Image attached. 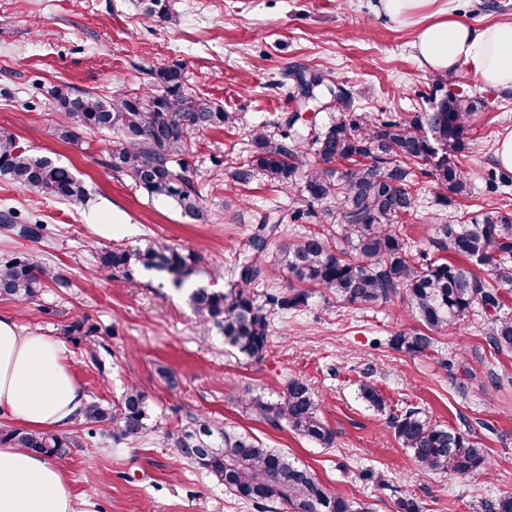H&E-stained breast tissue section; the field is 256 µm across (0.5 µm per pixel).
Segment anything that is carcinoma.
Listing matches in <instances>:
<instances>
[{
    "label": "carcinoma",
    "mask_w": 512,
    "mask_h": 512,
    "mask_svg": "<svg viewBox=\"0 0 512 512\" xmlns=\"http://www.w3.org/2000/svg\"><path fill=\"white\" fill-rule=\"evenodd\" d=\"M141 15L176 26L179 15L170 0H137ZM161 83L160 93L144 99L132 90L110 97L66 86L55 88L64 119L59 138L77 143L87 132L115 136L108 148V165L149 196L173 200L182 213L200 214L202 195L187 175L183 155L189 134L221 128L235 116L185 87L178 67L149 70ZM301 95L314 84L313 100L336 101V114L323 127L305 124L293 114L270 134L259 127L252 134L246 162L231 173L239 184L260 175L286 186L302 175L303 185L291 221L316 216L314 206L330 199L340 205L346 245L333 246L319 234H303L280 248V264L288 271V287L260 297L253 291L272 277L260 257L271 246L277 224H260L250 240L252 256L237 263L224 290L199 286L190 294L198 323L216 331L224 345L241 356L259 361L267 350L271 316L309 305L320 289L349 307H371L399 300L421 327L403 329L388 339L389 348L410 356L434 347L436 332H453L464 325L475 304L493 311L487 318L485 340L496 356L512 354V314L504 311L501 289L512 288V212L481 209L469 217L453 215L439 224L430 247L422 249L393 233L392 224L413 212L414 181L418 175L436 182L435 202L448 205V196L469 195L468 173L451 158L466 149V132L480 101L432 78L423 99L430 111L406 120L398 116L372 118L351 111V96L338 84L317 74H297ZM315 160H308V151ZM347 162L340 171L336 163ZM0 176L27 191L80 205L88 191L71 170L20 145L16 135L0 129ZM0 227L29 239L44 238L46 225L20 224L14 212L0 214ZM486 260L489 278L478 276L458 259ZM99 264L113 281L123 283L142 270L166 273L183 285L195 272L199 257L153 240L140 246L117 244L98 254ZM69 285L63 274L27 254L0 261V297L28 302L47 284ZM358 398L383 413L389 401L377 383L360 381ZM246 409L279 428L286 424L296 434L332 448L336 432L324 420V400L309 384L291 377L274 399L247 392ZM148 395L129 386L112 403L90 401L79 419L88 434L107 435L116 443L137 440L150 431ZM387 425L398 443L422 469L435 472L448 466L469 477L490 471V458L481 439L468 432L434 424L415 406L389 413ZM175 453L224 485V490L255 506L281 503L292 512H369L323 484L295 458L248 433L208 417L167 432ZM0 444L26 448L47 457H62L73 445L65 435L24 428L0 427ZM476 512H512V494L485 498Z\"/></svg>",
    "instance_id": "1"
}]
</instances>
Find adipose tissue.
Masks as SVG:
<instances>
[{
	"mask_svg": "<svg viewBox=\"0 0 512 512\" xmlns=\"http://www.w3.org/2000/svg\"><path fill=\"white\" fill-rule=\"evenodd\" d=\"M383 13L408 24L430 12L415 32L413 48L426 72L444 76L471 66L486 86L512 88V21L481 27L458 18L435 0H380ZM87 401L59 342L23 332L0 315V414L33 430L72 425ZM0 512H95L78 502L59 466L26 448L0 446Z\"/></svg>",
	"mask_w": 512,
	"mask_h": 512,
	"instance_id": "1",
	"label": "adipose tissue"
}]
</instances>
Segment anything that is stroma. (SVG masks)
Returning <instances> with one entry per match:
<instances>
[{"instance_id":"35a3bbf8","label":"stroma","mask_w":512,"mask_h":512,"mask_svg":"<svg viewBox=\"0 0 512 512\" xmlns=\"http://www.w3.org/2000/svg\"><path fill=\"white\" fill-rule=\"evenodd\" d=\"M180 16L170 27L145 21L136 0H0V127L33 152L69 167L86 185L89 199L74 207L33 195L0 177V213L13 210L24 222L51 230L41 241L0 229V256L35 253L69 281L48 285L32 301L0 299V314L28 331L59 341L68 365L88 399L113 402L129 385L150 398L151 432L121 444L88 438L80 425L66 433L74 448L58 465L78 499L96 512H288L273 503H240L222 484L178 461L167 430L205 413L257 436L267 447L299 459L327 486L370 512H398L413 498L424 512H474L477 501L512 492V385L493 391L488 372L512 374V355L491 356L481 335L485 313L475 305L464 326L441 333L426 354L408 356L386 341L414 326L407 307L394 301L371 309H349L335 298L314 295L308 307L271 321L262 360L251 361L204 334L185 288L154 272L132 282H112L97 262L98 249L143 240L186 248L200 257L192 286L226 284L236 260L248 253L256 224H284L298 196L255 177L247 185L231 174L249 155L250 132L302 109L295 67L344 85L356 111L422 112L427 88L412 47L413 28L378 9V0H171ZM458 17L481 26L512 20V0H452ZM181 68L190 91L237 121L193 133L184 156L188 174L202 192V213L190 219L173 201L147 195L105 166L102 135L79 144L57 139L61 120L51 88L71 85L111 95L130 88L157 91L146 70ZM487 102L467 133L461 159L470 193L448 206L434 202L432 178L419 177L413 213L395 232L426 245L436 224L458 210L508 206L512 192L489 190L500 135L512 131V88L494 90L477 82L469 68L448 75ZM101 328L97 369L86 357L80 328ZM466 357L472 378L450 373L443 362ZM167 368L166 383L159 368ZM370 375L392 403L408 402L435 423L468 428L481 438L491 475L465 479L447 470L421 471L400 448L386 417L357 397V383ZM301 377L326 401L324 416L336 444L323 448L246 411L250 391L267 398L289 378ZM386 484H378V475Z\"/></svg>"}]
</instances>
